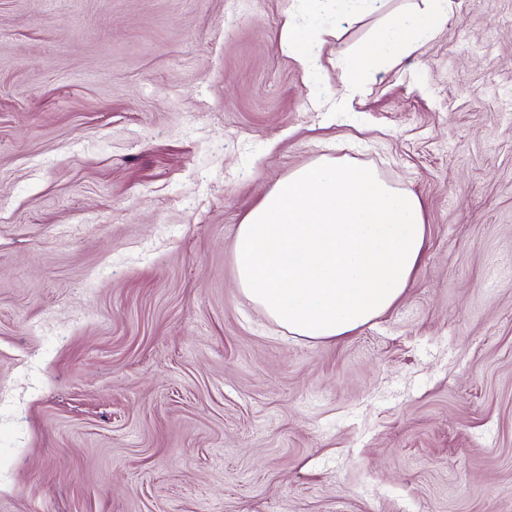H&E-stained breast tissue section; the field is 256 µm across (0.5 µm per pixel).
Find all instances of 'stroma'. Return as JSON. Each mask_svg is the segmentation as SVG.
Instances as JSON below:
<instances>
[{"label": "stroma", "mask_w": 512, "mask_h": 512, "mask_svg": "<svg viewBox=\"0 0 512 512\" xmlns=\"http://www.w3.org/2000/svg\"><path fill=\"white\" fill-rule=\"evenodd\" d=\"M293 0H0V512H512V0L356 91ZM345 111H334L336 100ZM321 156L422 201V263L335 342L235 286L238 224ZM330 36H334L333 33L318 22L316 15L301 25L298 14L289 11L281 23L279 43L282 49L292 54L303 72L308 73L312 69L311 47H321Z\"/></svg>", "instance_id": "35a3bbf8"}]
</instances>
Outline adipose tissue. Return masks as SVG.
<instances>
[{
    "label": "adipose tissue",
    "instance_id": "obj_1",
    "mask_svg": "<svg viewBox=\"0 0 512 512\" xmlns=\"http://www.w3.org/2000/svg\"><path fill=\"white\" fill-rule=\"evenodd\" d=\"M448 22V0L391 15L359 50L341 60L350 83L379 60L417 51ZM330 32L290 12L279 43L303 72L312 46ZM426 225L421 200L370 166L323 157L267 191L242 219L234 246L236 284L293 335L332 341L393 307L418 270Z\"/></svg>",
    "mask_w": 512,
    "mask_h": 512
}]
</instances>
